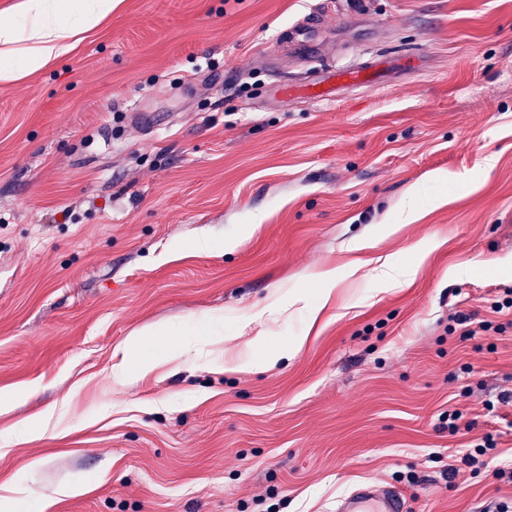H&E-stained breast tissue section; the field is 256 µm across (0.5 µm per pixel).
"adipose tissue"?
Segmentation results:
<instances>
[{"label":"adipose tissue","instance_id":"adipose-tissue-1","mask_svg":"<svg viewBox=\"0 0 512 512\" xmlns=\"http://www.w3.org/2000/svg\"><path fill=\"white\" fill-rule=\"evenodd\" d=\"M119 0H21L19 22L0 21V82L16 80L21 72H35L59 55L72 50L85 34L109 17ZM71 16L61 24L62 16ZM21 68L9 65L13 55Z\"/></svg>","mask_w":512,"mask_h":512}]
</instances>
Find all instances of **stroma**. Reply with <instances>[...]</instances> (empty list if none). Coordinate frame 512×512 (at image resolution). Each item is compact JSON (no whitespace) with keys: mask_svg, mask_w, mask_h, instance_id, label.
<instances>
[{"mask_svg":"<svg viewBox=\"0 0 512 512\" xmlns=\"http://www.w3.org/2000/svg\"><path fill=\"white\" fill-rule=\"evenodd\" d=\"M422 69L282 99L321 59ZM120 0L0 84V496L14 512H493L512 462V0ZM392 260L408 274L389 286ZM336 271L322 302L313 274ZM276 319L262 318L269 304ZM319 319H312V311ZM461 312L492 329L460 338ZM157 368L120 377L129 336ZM302 342L301 350L285 349ZM460 410L471 429L440 415ZM82 485L77 496L63 487ZM321 35L320 23L315 14L305 17L300 23L293 26L288 38L292 52L297 54L311 53L320 45L318 39ZM498 435V430H496L495 433H484L480 438L476 439L471 446H468V448L465 449V452L460 457L459 462L469 468L477 469L481 466L487 465L495 459H498L500 456L496 439ZM336 512H408L405 496L396 489L361 487L336 502Z\"/></svg>","mask_w":512,"mask_h":512,"instance_id":"obj_1","label":"stroma"}]
</instances>
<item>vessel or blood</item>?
Returning <instances> with one entry per match:
<instances>
[{
    "label": "vessel or blood",
    "mask_w": 512,
    "mask_h": 512,
    "mask_svg": "<svg viewBox=\"0 0 512 512\" xmlns=\"http://www.w3.org/2000/svg\"><path fill=\"white\" fill-rule=\"evenodd\" d=\"M320 24L316 16L305 17L293 26L288 44L297 54L311 53L319 46ZM398 61L392 57L370 60L359 66H321L314 80L304 83L279 82L278 95L313 102L332 101L350 87H368L382 83L386 74L396 69ZM336 512H408L407 500L398 490H376L365 486L352 492L336 503Z\"/></svg>",
    "instance_id": "obj_1"
}]
</instances>
